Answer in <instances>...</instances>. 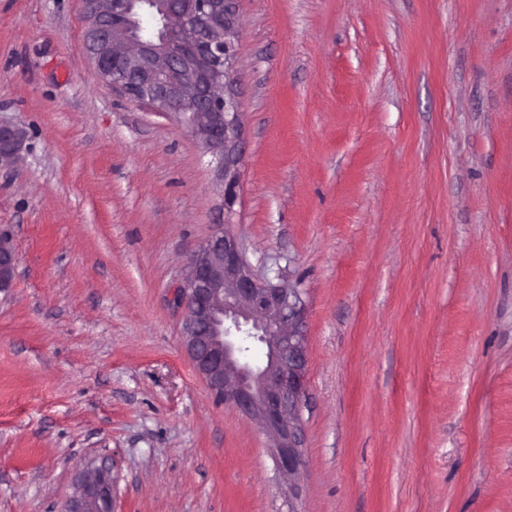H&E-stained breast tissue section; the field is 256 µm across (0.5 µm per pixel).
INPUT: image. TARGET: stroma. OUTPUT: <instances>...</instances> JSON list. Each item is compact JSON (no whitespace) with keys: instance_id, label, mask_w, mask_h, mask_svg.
I'll return each mask as SVG.
<instances>
[{"instance_id":"stroma-1","label":"stroma","mask_w":512,"mask_h":512,"mask_svg":"<svg viewBox=\"0 0 512 512\" xmlns=\"http://www.w3.org/2000/svg\"><path fill=\"white\" fill-rule=\"evenodd\" d=\"M241 177L102 83L81 0H0V512H512V0H232ZM299 294L296 494L174 294L217 227ZM26 141V134L22 128L8 123L0 122V166L13 163ZM17 264V256L9 239L0 232V290L9 288L15 267ZM64 512H112V476L106 465L94 469L80 484Z\"/></svg>"}]
</instances>
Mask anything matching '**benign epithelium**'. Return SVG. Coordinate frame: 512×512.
Masks as SVG:
<instances>
[{"mask_svg":"<svg viewBox=\"0 0 512 512\" xmlns=\"http://www.w3.org/2000/svg\"><path fill=\"white\" fill-rule=\"evenodd\" d=\"M161 23L153 41L139 43L136 0H87L84 41L99 79L133 101L187 116L207 148L223 155L228 191L238 185L239 104L232 91L235 27L231 0H149ZM23 129L0 122V166L13 163ZM17 256L0 232V290L10 287ZM183 307L186 353L209 389L255 419L273 443L279 471L303 466L300 406L306 387L304 307L296 291L255 277L232 234L217 229L190 261L176 291ZM254 334L268 350L258 369L241 363L236 346ZM64 512H112V476L103 465L78 484Z\"/></svg>","mask_w":512,"mask_h":512,"instance_id":"obj_1","label":"benign epithelium"}]
</instances>
